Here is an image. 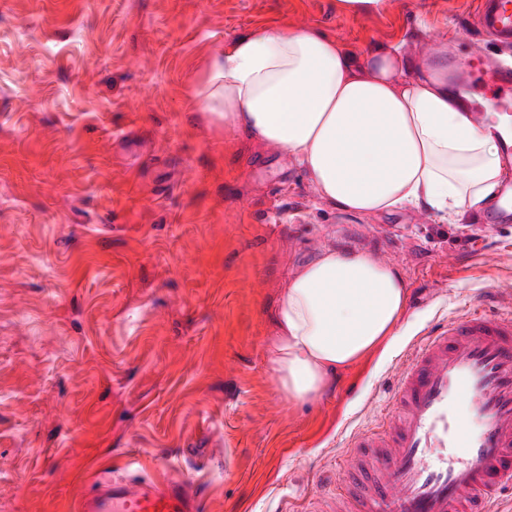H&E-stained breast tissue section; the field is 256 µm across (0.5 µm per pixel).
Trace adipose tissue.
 Here are the masks:
<instances>
[{
  "mask_svg": "<svg viewBox=\"0 0 512 512\" xmlns=\"http://www.w3.org/2000/svg\"><path fill=\"white\" fill-rule=\"evenodd\" d=\"M194 95L225 128L286 148L322 200L356 216L410 206L453 224L503 176L500 124L477 125L447 69L428 74L398 45L358 56L315 30L256 27L208 55ZM407 299L400 272L368 250L325 246L295 267L269 351L288 399L312 400L387 351Z\"/></svg>",
  "mask_w": 512,
  "mask_h": 512,
  "instance_id": "ef3b65f1",
  "label": "adipose tissue"
}]
</instances>
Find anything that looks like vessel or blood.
<instances>
[{
	"instance_id": "obj_1",
	"label": "vessel or blood",
	"mask_w": 512,
	"mask_h": 512,
	"mask_svg": "<svg viewBox=\"0 0 512 512\" xmlns=\"http://www.w3.org/2000/svg\"><path fill=\"white\" fill-rule=\"evenodd\" d=\"M481 29L512 43V0H486ZM457 80L512 113V71L465 63ZM501 204L487 212L496 224L512 211V182L498 189ZM490 296L471 304L411 356L393 386L383 431L350 438L345 461L366 465L367 489L348 499L346 512H487L512 486V311ZM375 449L363 461L362 447ZM69 512H201L194 483L96 478L74 497Z\"/></svg>"
}]
</instances>
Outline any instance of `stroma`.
<instances>
[{
  "mask_svg": "<svg viewBox=\"0 0 512 512\" xmlns=\"http://www.w3.org/2000/svg\"><path fill=\"white\" fill-rule=\"evenodd\" d=\"M479 0H0V512H65L96 475L190 479L206 512H307L350 487L432 328L512 296V229L424 209L353 216L285 148L201 112L208 53L257 26L356 54L512 59ZM402 273L391 348L307 403L269 362L286 275L323 246Z\"/></svg>",
  "mask_w": 512,
  "mask_h": 512,
  "instance_id": "35a3bbf8",
  "label": "stroma"
}]
</instances>
